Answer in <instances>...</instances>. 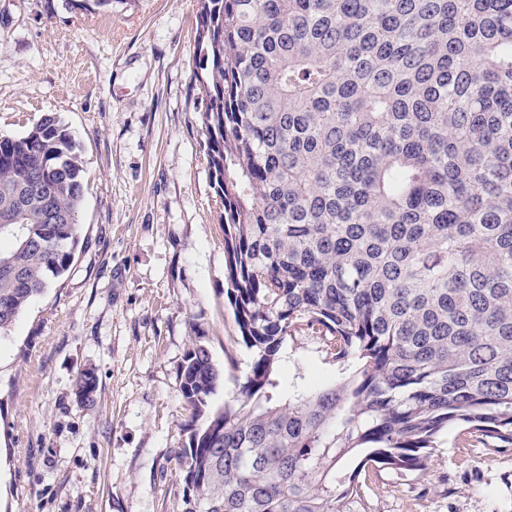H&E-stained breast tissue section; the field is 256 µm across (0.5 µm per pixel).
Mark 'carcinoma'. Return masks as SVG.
I'll return each instance as SVG.
<instances>
[{"mask_svg":"<svg viewBox=\"0 0 512 512\" xmlns=\"http://www.w3.org/2000/svg\"><path fill=\"white\" fill-rule=\"evenodd\" d=\"M195 49L255 356L210 413L223 372L202 344L184 356L206 420L176 450L182 512H366L364 466L424 471L452 424L468 448L512 445V0H200ZM83 196L57 116L0 135V332L70 269ZM304 326L353 371L278 400ZM75 389L94 402V372Z\"/></svg>","mask_w":512,"mask_h":512,"instance_id":"carcinoma-1","label":"carcinoma"}]
</instances>
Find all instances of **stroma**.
<instances>
[{"mask_svg": "<svg viewBox=\"0 0 512 512\" xmlns=\"http://www.w3.org/2000/svg\"><path fill=\"white\" fill-rule=\"evenodd\" d=\"M0 0V135L56 115L85 192L68 272L0 335V512H181L175 451L191 421L179 373L205 345L239 393L254 357L224 294L223 212L194 80L198 0ZM94 370L93 403L75 395ZM280 373L305 390L339 364L302 330ZM449 427L426 471L367 468L368 512H512V447H462Z\"/></svg>", "mask_w": 512, "mask_h": 512, "instance_id": "35a3bbf8", "label": "stroma"}]
</instances>
